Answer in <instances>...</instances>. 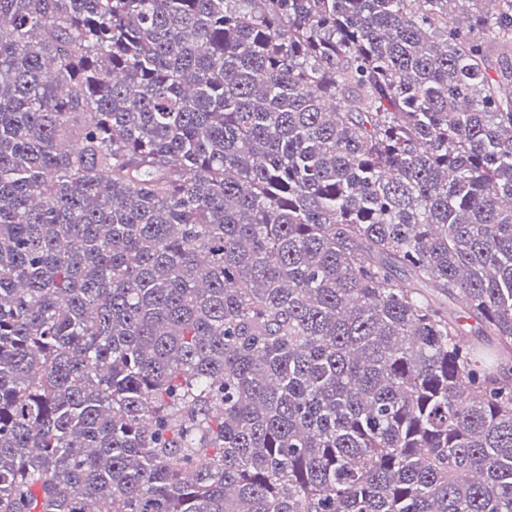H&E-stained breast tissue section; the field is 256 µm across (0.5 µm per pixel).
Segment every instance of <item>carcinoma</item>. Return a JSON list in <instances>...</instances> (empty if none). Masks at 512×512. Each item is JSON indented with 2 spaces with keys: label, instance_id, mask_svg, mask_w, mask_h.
<instances>
[{
  "label": "carcinoma",
  "instance_id": "cac0c4a2",
  "mask_svg": "<svg viewBox=\"0 0 512 512\" xmlns=\"http://www.w3.org/2000/svg\"><path fill=\"white\" fill-rule=\"evenodd\" d=\"M495 2L0 0V512H512Z\"/></svg>",
  "mask_w": 512,
  "mask_h": 512
}]
</instances>
